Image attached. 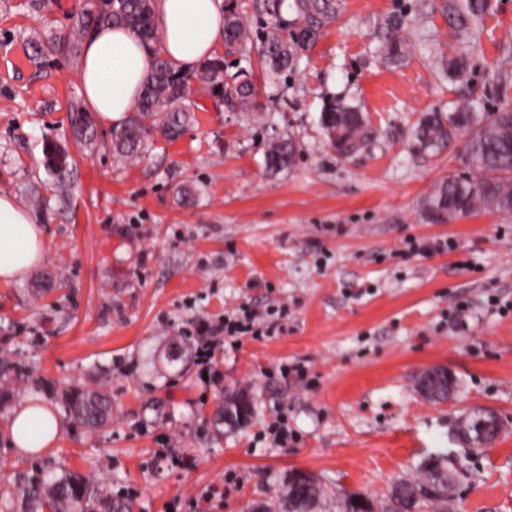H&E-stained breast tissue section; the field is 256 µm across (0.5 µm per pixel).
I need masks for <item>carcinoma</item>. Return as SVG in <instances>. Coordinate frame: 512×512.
<instances>
[{
    "label": "carcinoma",
    "mask_w": 512,
    "mask_h": 512,
    "mask_svg": "<svg viewBox=\"0 0 512 512\" xmlns=\"http://www.w3.org/2000/svg\"><path fill=\"white\" fill-rule=\"evenodd\" d=\"M250 8L258 26H253L243 12L224 18V54L199 64L192 73L174 68L160 53H155L140 100L128 122L112 137L113 155L120 159L140 158L146 152L148 137L176 140L193 119L191 107L192 82L207 88L211 94L222 90L224 106L240 112H260L259 86L253 81L252 58H257L263 75L271 80L288 79L297 69L303 53L311 50L325 26L336 18L341 0H251ZM490 8L489 0H465L462 5L447 7L449 23L459 30L477 24ZM151 0H117L107 11L88 9L80 12L76 22L77 40H84L90 31L104 24L134 29L144 42L157 46L152 25ZM404 18L396 14L385 23L381 39L384 55L397 60L405 54V41L400 35ZM235 57L237 71L233 83L225 81L226 59ZM72 120L85 143L94 142V120L80 109L73 110ZM329 143L337 154L348 156L367 144L371 129L365 114L356 106L334 103L320 116ZM459 133L467 135L464 147L465 164L478 174L476 181L448 178L441 181L426 199L424 210L439 222L489 210L512 212V105H501L488 112H478L464 103L444 112L435 109L419 122L414 133L418 152L436 155L450 146ZM43 151L48 167L57 183L67 182V156L46 145ZM296 154L291 138L277 137L268 143L267 167L278 170L289 165ZM64 400L71 417L87 428L95 429L111 417L112 400L97 389L75 388L65 393ZM486 423L480 413L467 415L460 423L472 437ZM448 481V462L441 456L429 457L420 465L414 479H401L391 488L384 505L372 506V512H413L427 507L431 512H448L449 496L424 494L422 490ZM22 512H132V504L112 499L104 488L89 483L72 473H64L48 487L32 484L21 493ZM268 512H299L288 497V486L282 485L275 499L264 503Z\"/></svg>",
    "instance_id": "cac0c4a2"
}]
</instances>
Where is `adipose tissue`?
Here are the masks:
<instances>
[{
  "instance_id": "ef3b65f1",
  "label": "adipose tissue",
  "mask_w": 512,
  "mask_h": 512,
  "mask_svg": "<svg viewBox=\"0 0 512 512\" xmlns=\"http://www.w3.org/2000/svg\"><path fill=\"white\" fill-rule=\"evenodd\" d=\"M158 49L174 67L190 71L224 40V0H154ZM153 57L140 35L123 26H101L86 39L79 79L89 109L121 127L135 109ZM46 255L45 236L11 197L0 196V282L22 279ZM63 425L56 413L22 404L7 426L8 444L42 454L57 446Z\"/></svg>"
}]
</instances>
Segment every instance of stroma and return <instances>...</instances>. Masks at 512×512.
<instances>
[{
  "label": "stroma",
  "mask_w": 512,
  "mask_h": 512,
  "mask_svg": "<svg viewBox=\"0 0 512 512\" xmlns=\"http://www.w3.org/2000/svg\"><path fill=\"white\" fill-rule=\"evenodd\" d=\"M451 2L343 0L288 82L260 79L265 111L231 112L196 88L183 135L122 164L103 123L97 149L73 134L80 49L31 48L72 38L84 0H0V196L47 242L42 264L0 283V361L23 369L0 409V493L6 478L44 484L65 470L134 512H186L211 486L224 490L214 512H248L297 468L324 483L322 512H334L352 493L384 501L442 454L459 471L448 512H512V213L429 222L423 203L438 182L472 172L462 142L436 156L414 146L433 108L512 104V0H490L465 35L442 12ZM400 12L407 53L392 62L378 34ZM456 54L465 73L451 78L444 60ZM339 99L360 105L373 130L346 158L319 123ZM280 133L297 154L272 171L265 151ZM48 143L70 157L62 191L44 165ZM239 306L279 314L281 330L217 350L215 379L203 382L196 329ZM437 366L456 380L440 404L415 389ZM76 384L111 396L107 425L69 416L63 394ZM230 391L254 405L245 427L215 420ZM29 399L65 427L35 457L8 447L4 431ZM482 409L502 430L463 448L456 425ZM281 419L283 448L268 433Z\"/></svg>",
  "instance_id": "1"
}]
</instances>
